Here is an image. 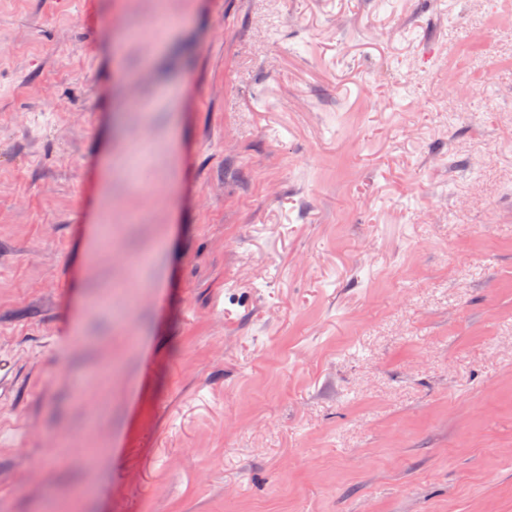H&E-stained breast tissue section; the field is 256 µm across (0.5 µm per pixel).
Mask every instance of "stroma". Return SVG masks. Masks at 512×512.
I'll list each match as a JSON object with an SVG mask.
<instances>
[{
	"label": "stroma",
	"mask_w": 512,
	"mask_h": 512,
	"mask_svg": "<svg viewBox=\"0 0 512 512\" xmlns=\"http://www.w3.org/2000/svg\"><path fill=\"white\" fill-rule=\"evenodd\" d=\"M0 0V512H512V0Z\"/></svg>",
	"instance_id": "obj_1"
}]
</instances>
